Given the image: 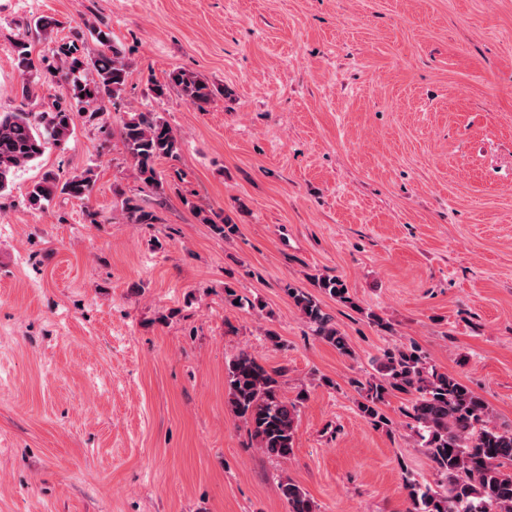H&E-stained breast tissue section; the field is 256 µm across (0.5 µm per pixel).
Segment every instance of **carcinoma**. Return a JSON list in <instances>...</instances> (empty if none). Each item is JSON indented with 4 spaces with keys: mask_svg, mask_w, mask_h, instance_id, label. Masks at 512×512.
Listing matches in <instances>:
<instances>
[{
    "mask_svg": "<svg viewBox=\"0 0 512 512\" xmlns=\"http://www.w3.org/2000/svg\"><path fill=\"white\" fill-rule=\"evenodd\" d=\"M96 43L88 55L78 54L75 44L63 42L56 54L63 57L67 69L61 78L68 85L70 97L92 113L104 111L106 99L120 97L129 76L124 53L112 44L110 32L87 24ZM16 67L23 77L22 95H33L30 78L43 72L55 78L57 68L48 64L39 69L26 43L12 44ZM95 79H85V70ZM176 87L197 109L211 102L213 90L198 75L173 70L165 83L153 82L151 93L160 98L170 87ZM76 113L55 103L48 112L0 113V192L6 190L17 171L38 159L46 145L60 146L73 132ZM120 135L130 155L137 177L148 186L159 185L156 161L178 155L180 142L168 123L156 112L134 111L123 121ZM94 171L60 182L46 173L28 195L30 205L40 207L57 193L83 199L91 191ZM126 213L133 224H154L157 216L151 210L126 201ZM204 224L226 238L235 230L228 216L221 222L202 209L196 210ZM324 293L343 302H351L349 291L339 277H314ZM288 297L303 318L314 327L315 335L334 346L339 353L352 356L345 337L323 312L319 301L302 288H286ZM282 371L269 369L258 358L242 351L228 364L227 403L233 414L249 429L257 448L280 460L291 457L294 448L299 401L279 394ZM361 415L371 424H387L381 412L387 396L395 393L410 396L405 416L414 421V432L440 477L433 489L406 479L412 504L410 512H512V426L499 425L493 419L489 404L455 376L440 372L413 345H396L384 350L377 374L361 387ZM280 493L288 512H315V505L303 488L288 479L280 483Z\"/></svg>",
    "mask_w": 512,
    "mask_h": 512,
    "instance_id": "carcinoma-1",
    "label": "carcinoma"
}]
</instances>
